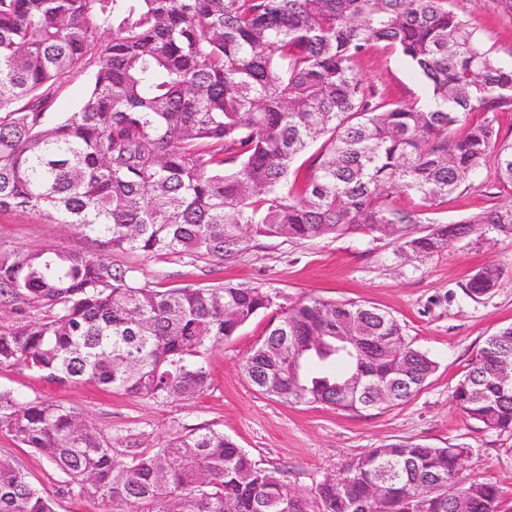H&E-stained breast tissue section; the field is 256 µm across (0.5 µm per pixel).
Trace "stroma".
<instances>
[{
	"label": "stroma",
	"mask_w": 512,
	"mask_h": 512,
	"mask_svg": "<svg viewBox=\"0 0 512 512\" xmlns=\"http://www.w3.org/2000/svg\"><path fill=\"white\" fill-rule=\"evenodd\" d=\"M453 11L481 30L494 56L512 61V13L498 0H450ZM366 82L396 102L425 98L426 87L397 55L372 49L356 62ZM512 205V187L486 169L439 205L431 215L454 222L494 206ZM54 245L98 252L96 242L69 226L54 224L21 209L0 210V247ZM112 263L137 268L153 285L206 286L228 283L265 288L286 307L309 296L358 302L391 313L406 341L428 354L436 371L402 405L343 413L330 407L288 405L260 394L242 363L263 337L269 312L244 324L209 357L211 385L197 398L157 402L135 399L89 384L61 386L38 374L0 368V388L28 398L47 399L82 415L98 431L116 438L134 436L148 445L175 432L208 425L224 432L260 466L278 468L291 488L311 496L325 476L368 450L398 440L439 447L468 448L466 480L496 485L504 506L512 507V433L484 428L454 404L451 395L487 336L512 325V236L497 232L451 241L430 256L401 255L397 244L364 232L305 242L256 238L251 248L226 261L111 251ZM492 266L500 277L487 294L474 297L469 279ZM0 456L27 472L38 488L50 491L54 512H113L69 493L63 476L32 449L0 431Z\"/></svg>",
	"instance_id": "obj_1"
}]
</instances>
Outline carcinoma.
<instances>
[{
    "label": "carcinoma",
    "mask_w": 512,
    "mask_h": 512,
    "mask_svg": "<svg viewBox=\"0 0 512 512\" xmlns=\"http://www.w3.org/2000/svg\"><path fill=\"white\" fill-rule=\"evenodd\" d=\"M405 58L428 95L389 100L354 62ZM81 106L51 116L74 71ZM475 112H512L498 60L448 0H0V209L69 224L105 250L222 261L257 237L363 231L427 256L448 241L512 234L495 206L413 237L428 209L483 169L512 186V139ZM318 146L305 173L295 160ZM400 194L419 208L396 205ZM499 273L467 284L487 293ZM0 302L41 310L0 331V368L155 401L210 387L206 355L274 305L261 288H156L80 248H0ZM512 327L488 336L452 399L512 432ZM243 370L289 405L396 406L435 371L390 313L314 297L280 309ZM388 397L376 399L379 392ZM0 430L91 502L121 512H307L275 468L203 425L131 451L75 411L0 390ZM468 451L398 441L315 488L318 512H504L498 488L462 476ZM0 512H54L50 493L0 456Z\"/></svg>",
    "instance_id": "carcinoma-1"
}]
</instances>
